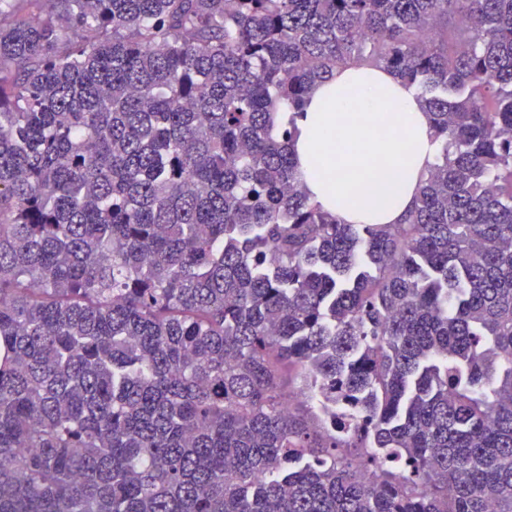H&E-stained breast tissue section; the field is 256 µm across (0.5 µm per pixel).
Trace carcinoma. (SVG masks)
Wrapping results in <instances>:
<instances>
[{"label":"carcinoma","mask_w":512,"mask_h":512,"mask_svg":"<svg viewBox=\"0 0 512 512\" xmlns=\"http://www.w3.org/2000/svg\"><path fill=\"white\" fill-rule=\"evenodd\" d=\"M358 64L402 224L301 188ZM0 512H512V0H0ZM307 101L292 150L309 199L344 224L403 223L440 147L417 98L387 71L348 66Z\"/></svg>","instance_id":"carcinoma-1"}]
</instances>
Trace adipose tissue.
Instances as JSON below:
<instances>
[{
  "label": "adipose tissue",
  "mask_w": 512,
  "mask_h": 512,
  "mask_svg": "<svg viewBox=\"0 0 512 512\" xmlns=\"http://www.w3.org/2000/svg\"><path fill=\"white\" fill-rule=\"evenodd\" d=\"M292 149L309 199L345 224H400L439 143L422 107L387 71L348 66L316 86Z\"/></svg>",
  "instance_id": "ef3b65f1"
}]
</instances>
